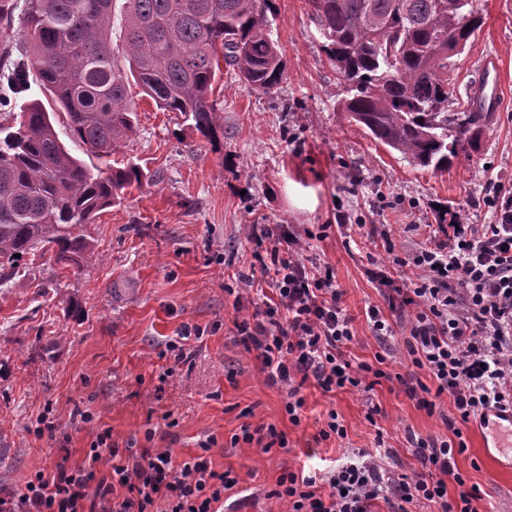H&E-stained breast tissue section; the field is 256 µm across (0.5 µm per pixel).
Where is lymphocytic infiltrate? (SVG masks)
<instances>
[{
  "mask_svg": "<svg viewBox=\"0 0 512 512\" xmlns=\"http://www.w3.org/2000/svg\"><path fill=\"white\" fill-rule=\"evenodd\" d=\"M483 202L493 223L471 224L457 213L409 250L396 249L385 226L368 231L386 253L368 272L382 298L365 312L369 329L379 340L402 335L412 366L428 374L425 383L398 379L418 408L432 414L439 397L450 399L448 436L411 437L417 465L401 472L359 453L324 473L285 471L270 495L288 512H372L379 500L389 512H479L480 490L455 463L468 448L463 429L512 410V191L491 183ZM250 236L275 294L235 318L236 342L268 385L285 389L289 420L301 421L306 383L325 393L373 390L387 376L386 359L350 358L353 318L333 268L306 257L287 226L256 224ZM405 267L413 278L396 283L393 270ZM211 447L203 441L200 454L177 462L166 451L121 453L102 431L86 464L35 471L22 492L0 497V512H221L239 478L215 470Z\"/></svg>",
  "mask_w": 512,
  "mask_h": 512,
  "instance_id": "f902f5d3",
  "label": "lymphocytic infiltrate"
}]
</instances>
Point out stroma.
I'll return each instance as SVG.
<instances>
[{
	"instance_id": "stroma-1",
	"label": "stroma",
	"mask_w": 512,
	"mask_h": 512,
	"mask_svg": "<svg viewBox=\"0 0 512 512\" xmlns=\"http://www.w3.org/2000/svg\"><path fill=\"white\" fill-rule=\"evenodd\" d=\"M482 27L453 59L449 111L471 102L483 61L499 64L502 106L477 152L459 154L445 173L411 165L342 112V80L330 64L306 0H271L269 33L287 78L272 94L241 86L222 67L213 96L224 106L222 132L203 136L193 121L135 94L137 131L112 155L114 166L136 163L141 186L104 210L86 228L96 254L81 267H61L26 256L23 276L0 286V496L21 492L36 470L56 463L82 465L97 429L112 431L119 448L169 450L174 461L199 453L207 437L216 470L240 477L234 512H285L268 498L285 470L325 471L355 450L392 452L385 465L414 464L409 434L444 436L441 415L417 407L398 382L374 390L322 393L305 385L306 412L292 424L284 389L265 384L258 364L235 342L229 277L267 287L252 257V224H284L306 242L313 261L330 264L354 318L351 355L385 371L412 370L402 336L386 344L372 336L365 312L381 304L365 274L372 246L361 227L387 224L399 247L412 248V223L446 224L456 210L469 223L488 224L483 203L488 180L512 188V0H476ZM413 202L414 211L384 209L380 197ZM357 219L336 228V213ZM181 342L182 358L168 353ZM167 382H159L160 373ZM381 414L370 425V406ZM336 411L345 438L316 443L328 411ZM93 422H83L82 413ZM49 414L57 431L35 436ZM176 419L167 427L165 414ZM276 425L287 449L231 445L242 425ZM483 429H465L468 449L456 466L478 486L480 512H512V450L482 446Z\"/></svg>"
}]
</instances>
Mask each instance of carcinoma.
Masks as SVG:
<instances>
[{
    "label": "carcinoma",
    "instance_id": "cac0c4a2",
    "mask_svg": "<svg viewBox=\"0 0 512 512\" xmlns=\"http://www.w3.org/2000/svg\"><path fill=\"white\" fill-rule=\"evenodd\" d=\"M115 3L0 0V286L20 275L29 254L66 266L92 258L79 228L143 180L130 161L91 171L66 148L55 113L38 99L16 113L17 95L38 85L65 111L68 136L106 159L136 133L132 84L212 134L221 119L212 98L220 63L255 92L271 94L285 78L268 0H122L118 14ZM308 4L351 120L435 172L476 149L492 113L448 111L452 58L483 24L475 0Z\"/></svg>",
    "mask_w": 512,
    "mask_h": 512
}]
</instances>
